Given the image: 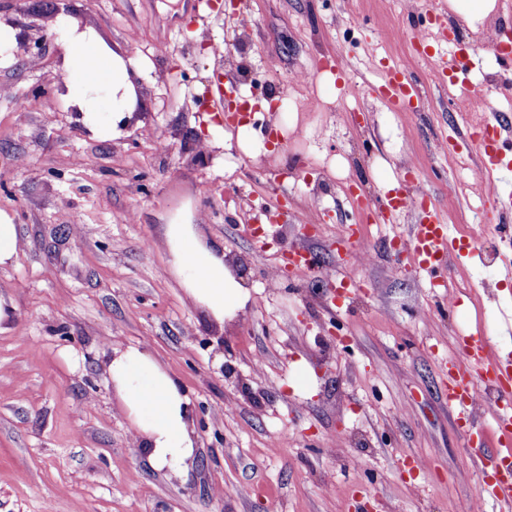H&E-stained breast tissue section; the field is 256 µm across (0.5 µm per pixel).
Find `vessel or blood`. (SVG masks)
Listing matches in <instances>:
<instances>
[{
    "label": "vessel or blood",
    "mask_w": 512,
    "mask_h": 512,
    "mask_svg": "<svg viewBox=\"0 0 512 512\" xmlns=\"http://www.w3.org/2000/svg\"><path fill=\"white\" fill-rule=\"evenodd\" d=\"M378 93L393 107L406 110L408 104L420 100L418 86L397 67L385 70ZM483 167L503 166L512 157V118L500 116L496 120L478 123L473 142ZM367 210L412 211L416 214L413 232L401 250L407 253L411 265L424 271L434 285L444 281L443 262L452 246L438 208L415 199L409 192L379 202L365 201ZM444 397L464 426L472 445L483 446L485 430L474 416L473 408L479 388H486L489 410L497 443L503 454L512 455V361L499 357L484 336L472 333L460 337L444 374ZM478 504L512 505V470L499 469L487 481L477 498Z\"/></svg>",
    "instance_id": "1"
}]
</instances>
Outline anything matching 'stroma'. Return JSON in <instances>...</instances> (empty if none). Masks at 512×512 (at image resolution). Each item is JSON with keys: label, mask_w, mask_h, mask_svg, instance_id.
<instances>
[{"label": "stroma", "mask_w": 512, "mask_h": 512, "mask_svg": "<svg viewBox=\"0 0 512 512\" xmlns=\"http://www.w3.org/2000/svg\"><path fill=\"white\" fill-rule=\"evenodd\" d=\"M422 0H0V18L42 37L39 65L0 66V211L19 247L0 266V512H466L494 451L471 446L442 395L458 336L481 332L512 358V247L470 220L486 180L470 143L448 149L472 114L417 44L394 41ZM80 17L133 63L131 124L93 135L66 104L56 13ZM436 53L471 54L466 83L499 74L489 32L512 27V0L483 24L449 13ZM350 77L329 81L337 54ZM322 72H314V64ZM417 80L426 106L397 112L373 88L385 64ZM249 92L288 91L275 151L232 145L204 94L216 72ZM318 98L322 111L308 108ZM170 148L158 151V137ZM412 189L441 211L448 281L400 264L391 243L414 216L353 206L361 193ZM192 215L224 245L251 291L219 324L169 270L165 226ZM303 224L316 225L309 237ZM263 227L267 257L251 248ZM373 259L338 250L349 233ZM323 262L281 274L284 253ZM360 287L331 298L330 277ZM148 345L194 399L195 457L181 476L133 446L112 388L114 351Z\"/></svg>", "instance_id": "35a3bbf8"}]
</instances>
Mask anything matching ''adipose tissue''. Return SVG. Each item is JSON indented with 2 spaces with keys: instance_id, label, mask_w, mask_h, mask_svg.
<instances>
[{
  "instance_id": "ef3b65f1",
  "label": "adipose tissue",
  "mask_w": 512,
  "mask_h": 512,
  "mask_svg": "<svg viewBox=\"0 0 512 512\" xmlns=\"http://www.w3.org/2000/svg\"><path fill=\"white\" fill-rule=\"evenodd\" d=\"M56 26L66 35L63 66L71 76V106L94 135L116 133L131 111L129 61L103 50L94 33L79 30L68 15H59ZM165 234L170 271L194 303L219 323L245 310L250 291L226 263L222 244L204 240L196 225L177 220L167 224ZM109 377L149 464L181 474L194 459L195 406L180 382L144 346L115 351Z\"/></svg>"
}]
</instances>
